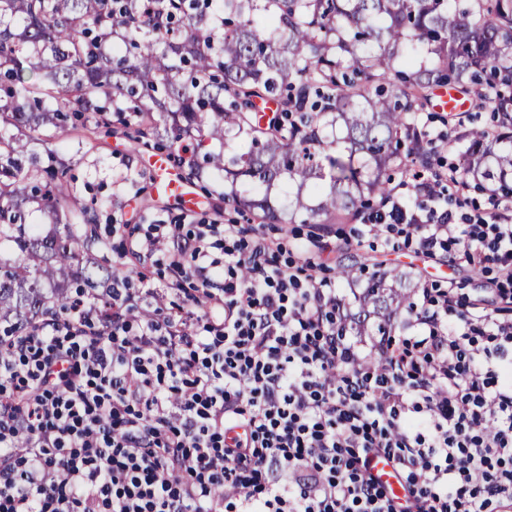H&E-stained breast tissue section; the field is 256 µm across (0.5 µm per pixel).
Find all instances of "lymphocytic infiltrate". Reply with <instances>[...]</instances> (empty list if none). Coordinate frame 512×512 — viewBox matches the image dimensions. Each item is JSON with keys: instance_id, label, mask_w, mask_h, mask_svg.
I'll return each mask as SVG.
<instances>
[{"instance_id": "obj_1", "label": "lymphocytic infiltrate", "mask_w": 512, "mask_h": 512, "mask_svg": "<svg viewBox=\"0 0 512 512\" xmlns=\"http://www.w3.org/2000/svg\"><path fill=\"white\" fill-rule=\"evenodd\" d=\"M489 204L469 212L441 171L382 199L369 234L462 245L470 270L497 268V307L424 293L404 350L372 365L336 331L335 284L254 226L132 238L139 259L167 250L170 281L113 268L0 346V512H512V198ZM187 278L194 311L168 312ZM375 473L377 479L389 490V492L397 497L401 501L404 499L405 490L399 479V477L394 472L393 468L385 463L384 461H380L375 466Z\"/></svg>"}]
</instances>
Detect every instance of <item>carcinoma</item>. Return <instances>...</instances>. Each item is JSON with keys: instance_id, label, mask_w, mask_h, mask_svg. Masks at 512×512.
<instances>
[{"instance_id": "carcinoma-1", "label": "carcinoma", "mask_w": 512, "mask_h": 512, "mask_svg": "<svg viewBox=\"0 0 512 512\" xmlns=\"http://www.w3.org/2000/svg\"><path fill=\"white\" fill-rule=\"evenodd\" d=\"M493 101L512 129V0H0V337L102 288L112 269L56 134L101 127L224 174V203L270 224H343L389 192L400 147L427 131L430 90ZM278 96L267 115L259 107ZM458 132L457 168L495 189L512 149ZM35 205L54 227L25 224ZM411 274L379 271L341 329L386 335Z\"/></svg>"}]
</instances>
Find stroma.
I'll list each match as a JSON object with an SVG mask.
<instances>
[{"mask_svg":"<svg viewBox=\"0 0 512 512\" xmlns=\"http://www.w3.org/2000/svg\"><path fill=\"white\" fill-rule=\"evenodd\" d=\"M464 110L451 114L430 108L427 125L437 133L455 134L457 126L492 128L491 105L474 94H465ZM79 138L76 129H69L58 145L70 163L69 174L77 187L82 203L93 207L102 231L112 225L126 223L136 212H144L139 230L151 224H166L173 218L185 217L190 224H239L242 216L225 205L210 180L198 179L185 165L178 171L199 193L202 203L188 212L178 202L167 200L154 191L151 162L155 149L134 144L118 133L99 131L96 142L75 151ZM321 268L318 277L334 279L337 262L365 265L367 271L397 269L413 273L420 285H447L455 281L458 292L468 301L491 300L488 281L493 271L475 273L467 269L460 247L445 254L426 256L410 248H394L383 239L369 235L363 224H334L323 236L320 248Z\"/></svg>","mask_w":512,"mask_h":512,"instance_id":"1","label":"stroma"}]
</instances>
